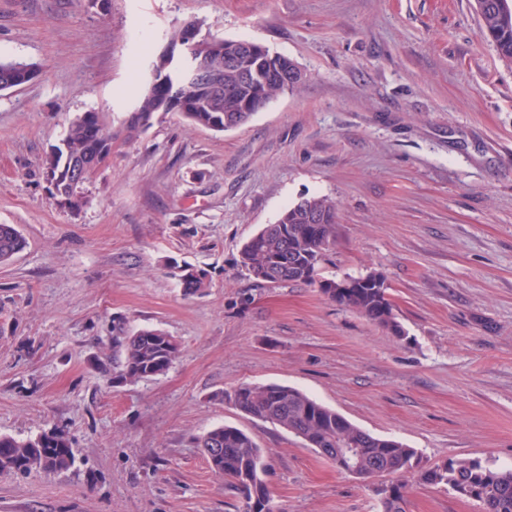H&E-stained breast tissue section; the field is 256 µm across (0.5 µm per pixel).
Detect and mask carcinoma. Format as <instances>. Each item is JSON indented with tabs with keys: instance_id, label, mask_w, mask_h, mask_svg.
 Instances as JSON below:
<instances>
[{
	"instance_id": "1",
	"label": "carcinoma",
	"mask_w": 512,
	"mask_h": 512,
	"mask_svg": "<svg viewBox=\"0 0 512 512\" xmlns=\"http://www.w3.org/2000/svg\"><path fill=\"white\" fill-rule=\"evenodd\" d=\"M482 32L496 47L498 54L512 61V0H475ZM253 69L265 70L266 83L259 90L263 108L279 94L296 89L273 76L280 66V57L270 51L266 56L248 62ZM236 78L224 72V85L232 90L219 99L204 101L198 111L185 119L198 126L212 127V118L224 114L246 124L253 113L244 111L251 89L235 86ZM165 85L144 88L133 112L136 120H128L127 128L151 124L155 117V101L169 92ZM112 131V114L84 112L73 117L55 150L44 161V169L60 168L71 158L86 153L99 142L102 132ZM323 217L313 224L309 215ZM336 202L325 196H310L305 202L293 203L276 224L265 225L239 251L237 265L260 284L274 286L304 283L320 288L329 299L357 312L370 323L403 335L394 314L384 277L379 273L346 277L348 288H338L336 280L318 278V267L325 253L335 241ZM26 246V241L12 224H0V263L11 260ZM187 294H196L208 288V272L188 266L179 279ZM113 347L118 349L120 363L115 378L139 381L164 374L180 351L178 340L159 328L131 330L124 326L112 328ZM229 397L245 414L275 424L309 446L324 449L323 456L337 462L333 449H359L355 477L371 479L378 475L401 477L413 470L419 481L441 486L468 500L477 502L482 512H512V468L497 467L476 460L450 461L429 468L419 467V455L392 439L374 436L351 423L336 411L324 406L304 392L278 384H241ZM202 448H218L220 453L208 458L211 471L230 481L242 494L245 512H271L270 496L263 473L265 449L245 431L228 425L207 431L200 439ZM52 461V469L60 472L75 463L71 440L63 431L42 433L27 438L0 435V473L42 471V459ZM406 485L395 484L392 495L380 501L381 512H406Z\"/></svg>"
}]
</instances>
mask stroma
I'll use <instances>...</instances> for the list:
<instances>
[{
    "mask_svg": "<svg viewBox=\"0 0 512 512\" xmlns=\"http://www.w3.org/2000/svg\"><path fill=\"white\" fill-rule=\"evenodd\" d=\"M473 0H0V435L66 432L76 464L0 473V512H244L195 439L231 425L267 451L272 512H379L360 480L215 392L297 388L361 429L450 460L512 466V62ZM246 39L304 80L237 129L125 121L166 34ZM112 114V156L71 211L44 159L69 121ZM335 200L323 279L381 274L393 336L303 283L236 265L301 197ZM210 272L184 294L173 264ZM181 344L160 376L115 378L112 328ZM407 512H480L410 482ZM25 246V239L14 225L0 224V263L11 260Z\"/></svg>",
    "mask_w": 512,
    "mask_h": 512,
    "instance_id": "obj_1",
    "label": "stroma"
}]
</instances>
